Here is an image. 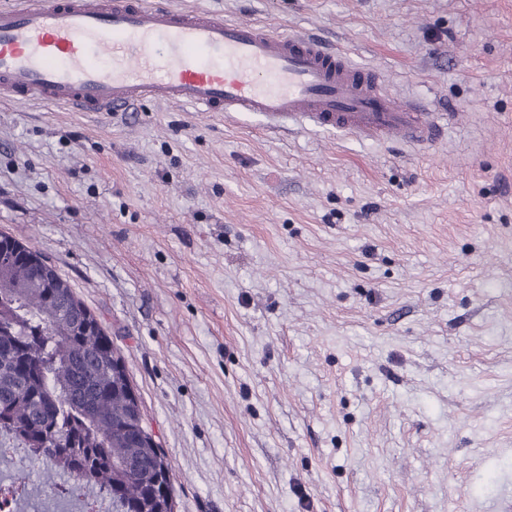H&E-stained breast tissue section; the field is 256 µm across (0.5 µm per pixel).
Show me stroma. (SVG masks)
Here are the masks:
<instances>
[{
  "mask_svg": "<svg viewBox=\"0 0 512 512\" xmlns=\"http://www.w3.org/2000/svg\"><path fill=\"white\" fill-rule=\"evenodd\" d=\"M310 33L450 115L421 149L0 100V232L119 349L174 512L512 504V0H162Z\"/></svg>",
  "mask_w": 512,
  "mask_h": 512,
  "instance_id": "obj_1",
  "label": "stroma"
}]
</instances>
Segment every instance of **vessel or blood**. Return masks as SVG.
<instances>
[{
	"label": "vessel or blood",
	"instance_id": "vessel-or-blood-1",
	"mask_svg": "<svg viewBox=\"0 0 512 512\" xmlns=\"http://www.w3.org/2000/svg\"><path fill=\"white\" fill-rule=\"evenodd\" d=\"M306 34H283L151 0H16L0 6V97L122 112L143 100L195 112H258L270 128L336 129L413 146L444 116L387 93Z\"/></svg>",
	"mask_w": 512,
	"mask_h": 512
}]
</instances>
